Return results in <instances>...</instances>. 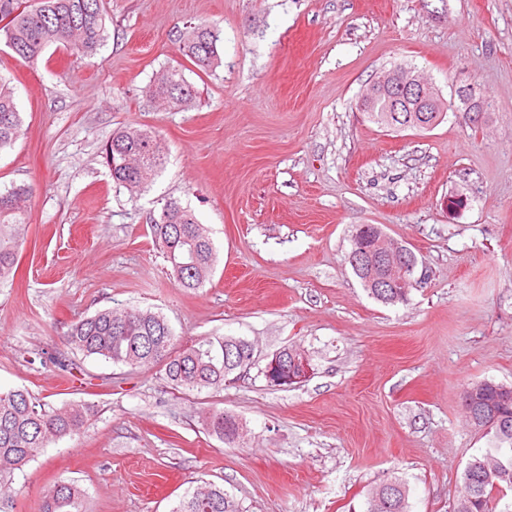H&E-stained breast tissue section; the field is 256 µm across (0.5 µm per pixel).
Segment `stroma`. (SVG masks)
Segmentation results:
<instances>
[{
  "instance_id": "35a3bbf8",
  "label": "stroma",
  "mask_w": 512,
  "mask_h": 512,
  "mask_svg": "<svg viewBox=\"0 0 512 512\" xmlns=\"http://www.w3.org/2000/svg\"><path fill=\"white\" fill-rule=\"evenodd\" d=\"M106 40L76 56L49 46L19 59L0 40L22 134L0 150V190L32 185L14 280L0 285V390L46 409L92 406L80 432L14 471L11 512H40L64 481L83 512H172L197 481L246 512H364L391 479L409 512H450L486 438L461 414L469 383L512 385V0H103ZM221 31L219 67L197 70L178 36ZM453 100H489L479 125L455 112L393 131L359 111L393 63ZM182 69L191 107L144 89ZM125 126L155 131L164 168L138 195L101 157ZM466 207L448 213V196ZM190 207L217 249L205 288H180L150 222L166 199ZM414 252L427 279L407 303L370 298L348 263L357 225ZM132 306L163 314L181 343L242 337L250 368L217 391L168 383L159 367L67 351L74 323ZM305 351L301 383L263 373L284 347ZM247 429L210 434L213 412Z\"/></svg>"
}]
</instances>
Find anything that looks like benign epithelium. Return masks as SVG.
<instances>
[{
	"label": "benign epithelium",
	"mask_w": 512,
	"mask_h": 512,
	"mask_svg": "<svg viewBox=\"0 0 512 512\" xmlns=\"http://www.w3.org/2000/svg\"><path fill=\"white\" fill-rule=\"evenodd\" d=\"M375 94H384L395 102L413 101L410 114L395 115L396 122L389 127L397 130L430 129L434 126L431 114L445 110L447 102L431 83L420 73L404 68L398 73L387 72L363 90L360 103H365ZM459 105L455 111L474 122L484 108L474 101L472 90L461 87L457 91ZM348 261L363 269L369 283L374 288H404L410 282L409 274L418 271V264L410 260L408 248L399 242H389L383 236L367 235L359 230L351 237V251ZM420 272V271H418ZM416 280H425V272H420ZM310 372L309 363L303 353L292 355L291 367H281L279 355L266 364L265 375L272 381L286 376L288 381H301Z\"/></svg>",
	"instance_id": "7a95c632"
}]
</instances>
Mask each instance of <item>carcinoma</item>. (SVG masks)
Instances as JSON below:
<instances>
[{"label":"carcinoma","instance_id":"cac0c4a2","mask_svg":"<svg viewBox=\"0 0 512 512\" xmlns=\"http://www.w3.org/2000/svg\"><path fill=\"white\" fill-rule=\"evenodd\" d=\"M106 16L102 0H0V38L19 58L33 61L50 45H61L74 54L94 50L104 40ZM220 30L209 24L189 26L180 39V51L197 69L207 72L220 62ZM145 94L173 107H187L195 90L183 73L171 69L145 88ZM393 103L377 97L369 120L386 125ZM22 117L14 92L0 78V150L12 146L22 132ZM102 158L115 182L132 193L146 188L165 164V147L151 130L127 127L113 133L104 145ZM31 186L0 192V283L13 278L17 254L27 232L26 203ZM151 231L171 263L179 286L198 290L209 281L216 250L207 229L194 213L177 200L166 201L151 221ZM363 288L384 305L406 303L411 288L382 293L355 273ZM71 352L85 358L99 357L131 368L158 366L168 382L188 389H218L232 373L253 363V344L240 337H208L181 347L168 320L149 309L109 307L73 324L67 336ZM479 391L481 403L471 427L489 437V448L467 463L450 512H498L497 495L512 490V402L502 400L505 385L489 380L470 384ZM86 418L82 404H68L46 411L26 389L0 392V490L11 474L34 460L53 442L77 434ZM209 432L230 444L242 440V427L232 416L214 412L207 417ZM391 497L398 512H407L403 483L379 486L374 502ZM82 490L61 483L44 497L41 512H81ZM173 512H244L240 502L224 488L203 481L187 492Z\"/></svg>","mask_w":512,"mask_h":512}]
</instances>
